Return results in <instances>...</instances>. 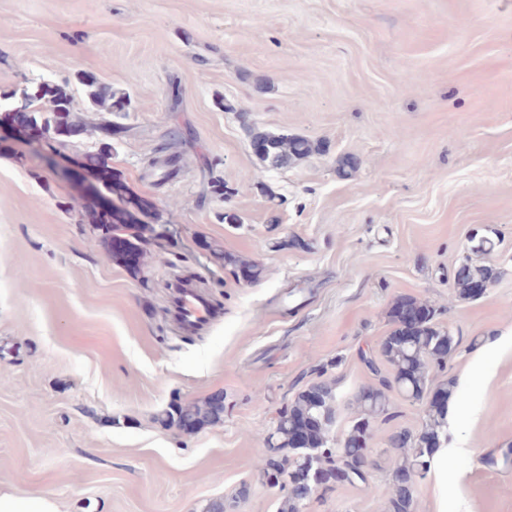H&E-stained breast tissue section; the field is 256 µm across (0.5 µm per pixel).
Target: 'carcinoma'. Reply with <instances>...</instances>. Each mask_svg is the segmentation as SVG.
Here are the masks:
<instances>
[{
    "label": "carcinoma",
    "mask_w": 512,
    "mask_h": 512,
    "mask_svg": "<svg viewBox=\"0 0 512 512\" xmlns=\"http://www.w3.org/2000/svg\"><path fill=\"white\" fill-rule=\"evenodd\" d=\"M85 82L92 88V98L107 111L123 110L124 105L112 102V92L99 85L95 78L87 76ZM24 101L27 109L40 102L55 114L53 131L57 136L71 137L79 132L77 121L71 115L72 97L65 89L43 85L26 95ZM250 144L255 156L270 170L293 165L316 149L304 137L275 136L253 128L250 129ZM105 154L102 150L86 156L83 168L98 182L95 225L109 243V256L125 265L140 256L136 241L147 234L159 239L161 234L156 225L137 223L126 209L112 202V195L125 201L126 188L112 176ZM224 262L249 283L262 277L263 268L250 260L226 255ZM494 278L492 267L476 264L467 256L456 271L454 292L460 298L473 299L475 288ZM435 317L436 310L425 303L411 297L397 300L392 310L396 328L381 346L382 356L392 368L393 376L383 375L373 360H366L378 376V386L360 396L359 416L337 446H331L329 437L336 418V395L329 384L311 383L279 410L265 447L257 452L256 465L271 486L285 493L280 512H300L308 498L307 491L316 485L327 489L335 483L368 485V444L373 436L374 420L389 415V392L396 390L413 400H421L433 391L452 397L450 384L435 386L430 378V367L444 366L454 349L453 336L435 322ZM223 415L224 406L209 397L200 402L173 405L159 421L194 433L206 424L221 420ZM446 415V406L431 404L419 433L401 429L389 435L396 469L391 495L381 504L382 512H412L414 485L428 473L430 449L441 442Z\"/></svg>",
    "instance_id": "obj_1"
}]
</instances>
